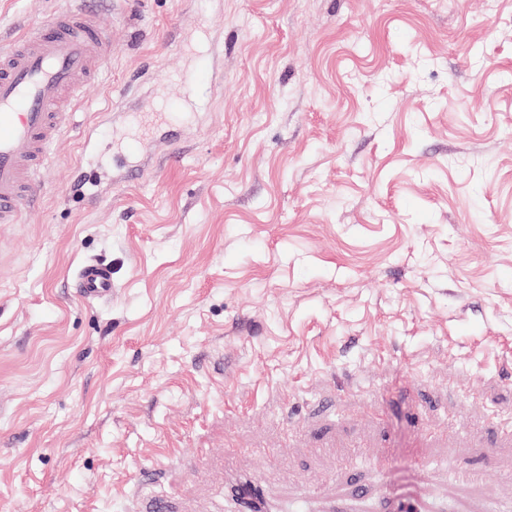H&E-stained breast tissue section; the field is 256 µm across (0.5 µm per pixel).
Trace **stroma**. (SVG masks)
<instances>
[{"label":"stroma","mask_w":512,"mask_h":512,"mask_svg":"<svg viewBox=\"0 0 512 512\" xmlns=\"http://www.w3.org/2000/svg\"><path fill=\"white\" fill-rule=\"evenodd\" d=\"M67 2L0 0V46ZM100 21L102 79L39 206L0 224V512H137L148 468L179 512H226L243 477L310 488L306 512H370L358 484L512 506V0H117ZM198 21L216 79L177 160L112 179L131 130L108 111L177 96ZM91 260L110 300L76 291Z\"/></svg>","instance_id":"35a3bbf8"}]
</instances>
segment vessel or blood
<instances>
[{
    "instance_id": "obj_1",
    "label": "vessel or blood",
    "mask_w": 512,
    "mask_h": 512,
    "mask_svg": "<svg viewBox=\"0 0 512 512\" xmlns=\"http://www.w3.org/2000/svg\"><path fill=\"white\" fill-rule=\"evenodd\" d=\"M49 19L24 25L8 48L0 50V224L18 223L22 208L39 198L50 164V149L71 127L67 100L95 83L111 55L94 20L97 0H76ZM171 113L157 111L144 137L126 146L142 155L146 142L165 145L175 161ZM80 295L89 301L112 296V271L91 261L77 271Z\"/></svg>"
}]
</instances>
